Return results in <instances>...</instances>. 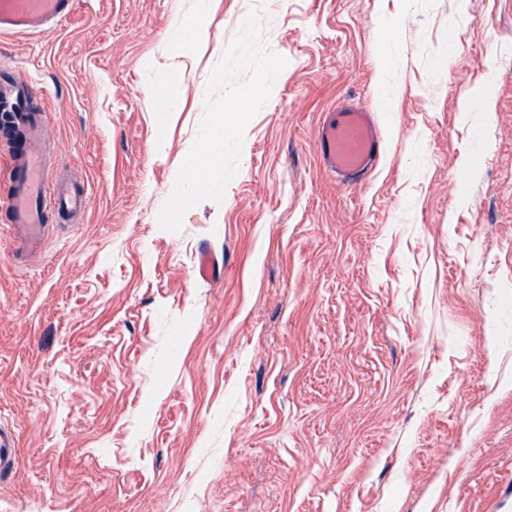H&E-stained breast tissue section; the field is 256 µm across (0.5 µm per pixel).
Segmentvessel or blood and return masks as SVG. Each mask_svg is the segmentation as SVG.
Here are the masks:
<instances>
[{"mask_svg": "<svg viewBox=\"0 0 512 512\" xmlns=\"http://www.w3.org/2000/svg\"><path fill=\"white\" fill-rule=\"evenodd\" d=\"M75 4L76 0H0V34L60 23L73 15ZM4 107L14 110L17 123L27 128L29 139L41 135L43 120L33 119L25 112L23 100L12 83L0 81V109ZM317 147L322 166L347 183L369 177L384 150L373 113L353 105L326 115L318 127ZM50 203L61 211L79 210L84 208L86 198L51 184L43 154L27 148L6 204L12 235L24 250H37L44 243L47 226L43 219Z\"/></svg>", "mask_w": 512, "mask_h": 512, "instance_id": "1", "label": "vessel or blood"}]
</instances>
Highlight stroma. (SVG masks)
<instances>
[{
	"mask_svg": "<svg viewBox=\"0 0 512 512\" xmlns=\"http://www.w3.org/2000/svg\"><path fill=\"white\" fill-rule=\"evenodd\" d=\"M198 4L0 35L88 198L41 254L0 235V512H512V0H210L177 50ZM253 8L288 65L222 202L164 230ZM352 103L385 149L343 186L317 131ZM203 1V7H201L196 16L190 21L181 25L180 29L173 35L174 41L177 44V47L181 50H187L190 45V39L188 37L189 33L194 35H203L206 34V16L208 5L207 1Z\"/></svg>",
	"mask_w": 512,
	"mask_h": 512,
	"instance_id": "1",
	"label": "stroma"
}]
</instances>
